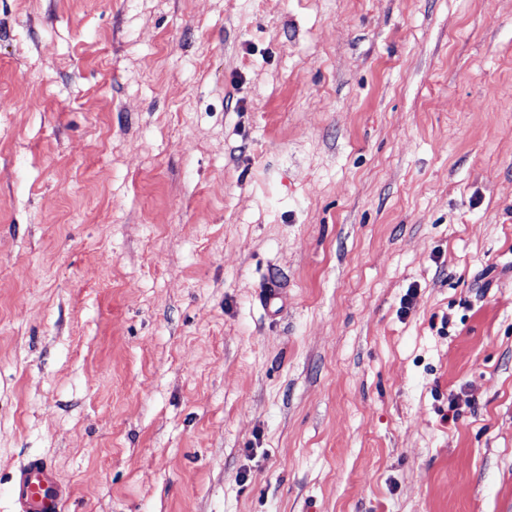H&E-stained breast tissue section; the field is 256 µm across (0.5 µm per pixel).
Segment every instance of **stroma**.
I'll list each match as a JSON object with an SVG mask.
<instances>
[{"label":"stroma","mask_w":512,"mask_h":512,"mask_svg":"<svg viewBox=\"0 0 512 512\" xmlns=\"http://www.w3.org/2000/svg\"><path fill=\"white\" fill-rule=\"evenodd\" d=\"M508 85L512 0H0V512H512ZM18 512H63L70 488L55 468L41 458L23 461L11 487Z\"/></svg>","instance_id":"obj_1"}]
</instances>
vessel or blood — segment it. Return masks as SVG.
<instances>
[{
    "mask_svg": "<svg viewBox=\"0 0 512 512\" xmlns=\"http://www.w3.org/2000/svg\"><path fill=\"white\" fill-rule=\"evenodd\" d=\"M18 512H63L71 497L70 488L55 468L40 458L23 461L11 487Z\"/></svg>",
    "mask_w": 512,
    "mask_h": 512,
    "instance_id": "obj_1",
    "label": "vessel or blood"
}]
</instances>
